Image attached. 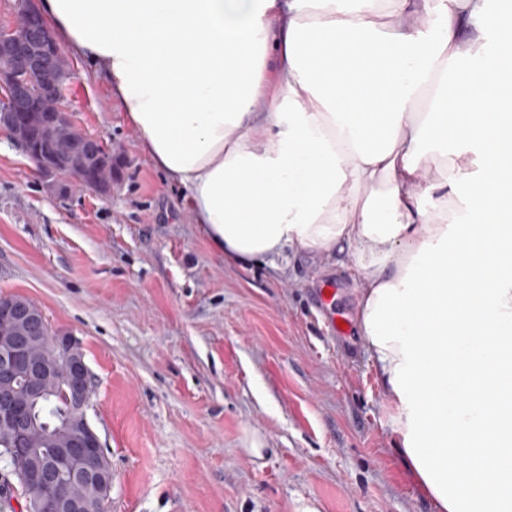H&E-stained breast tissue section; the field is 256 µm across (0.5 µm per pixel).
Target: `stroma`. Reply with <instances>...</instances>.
<instances>
[{"label":"stroma","instance_id":"stroma-1","mask_svg":"<svg viewBox=\"0 0 512 512\" xmlns=\"http://www.w3.org/2000/svg\"><path fill=\"white\" fill-rule=\"evenodd\" d=\"M70 64L65 105L114 151L115 183L58 196L0 131V295L82 344L107 512H435L359 338L328 333L312 300L335 279L354 321L348 253L287 250L282 273L224 258L107 83Z\"/></svg>","mask_w":512,"mask_h":512}]
</instances>
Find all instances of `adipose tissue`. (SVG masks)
<instances>
[{
    "label": "adipose tissue",
    "mask_w": 512,
    "mask_h": 512,
    "mask_svg": "<svg viewBox=\"0 0 512 512\" xmlns=\"http://www.w3.org/2000/svg\"><path fill=\"white\" fill-rule=\"evenodd\" d=\"M399 2L388 27L381 0L38 7L214 249L348 250L405 470L437 512H512V6ZM467 29L495 42L463 67Z\"/></svg>",
    "instance_id": "ef3b65f1"
}]
</instances>
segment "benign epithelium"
Returning <instances> with one entry per match:
<instances>
[{"label": "benign epithelium", "instance_id": "benign-epithelium-1", "mask_svg": "<svg viewBox=\"0 0 512 512\" xmlns=\"http://www.w3.org/2000/svg\"><path fill=\"white\" fill-rule=\"evenodd\" d=\"M14 10L13 26L0 28V129L8 131L58 193L68 189L54 180L62 170L79 182L91 175V186L98 193H110L115 173L99 150V140L78 129L61 104L74 70L35 0H15ZM43 318L41 309L25 297L0 300V319L13 332L0 345V431L29 436L27 405L60 383V392L80 418L81 428L62 430L56 448L48 453L37 448L12 449L10 468L36 492L33 512H82L85 500L66 495L62 478L79 462L104 454L87 419L91 376L81 343L73 336H50V361L32 354Z\"/></svg>", "mask_w": 512, "mask_h": 512}]
</instances>
